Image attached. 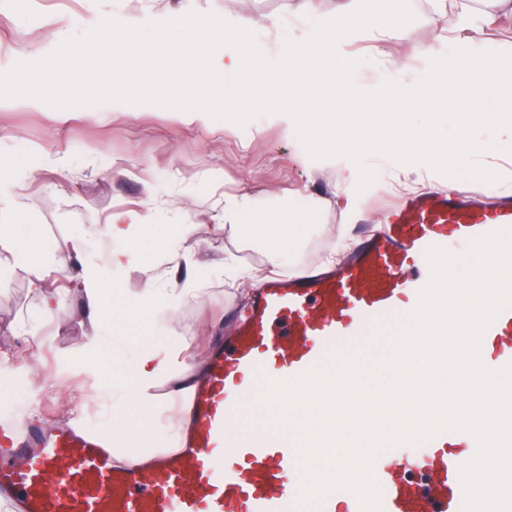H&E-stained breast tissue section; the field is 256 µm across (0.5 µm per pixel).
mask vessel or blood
I'll return each mask as SVG.
<instances>
[{
	"label": "vessel or blood",
	"instance_id": "1",
	"mask_svg": "<svg viewBox=\"0 0 512 512\" xmlns=\"http://www.w3.org/2000/svg\"><path fill=\"white\" fill-rule=\"evenodd\" d=\"M336 269L284 274L257 287L236 334L211 355L188 392L191 418L176 448L142 450L122 464L107 433L73 420L54 430L0 419V496L15 512H295L299 489L291 438L260 423L243 431L264 379H289L330 349L364 342L374 322L410 312L429 279V247L464 246L512 227V196L476 191L406 195ZM481 359L512 362V307L485 331ZM475 453L470 434L447 431L420 454L396 447L375 461L383 512H461L459 468ZM316 512H359L353 494H329Z\"/></svg>",
	"mask_w": 512,
	"mask_h": 512
}]
</instances>
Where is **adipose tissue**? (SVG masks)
Listing matches in <instances>:
<instances>
[{
	"mask_svg": "<svg viewBox=\"0 0 512 512\" xmlns=\"http://www.w3.org/2000/svg\"><path fill=\"white\" fill-rule=\"evenodd\" d=\"M243 212L250 215L248 233L258 238L272 236L281 226L298 221L295 213L288 210L266 212L245 194L225 198V219H236ZM178 353V348L167 345L144 346L138 350L135 385L112 396L113 440L134 443L142 438L139 421L158 410L160 401L154 388L162 376L171 372Z\"/></svg>",
	"mask_w": 512,
	"mask_h": 512,
	"instance_id": "obj_1",
	"label": "adipose tissue"
}]
</instances>
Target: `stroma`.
<instances>
[{
    "instance_id": "1",
    "label": "stroma",
    "mask_w": 512,
    "mask_h": 512,
    "mask_svg": "<svg viewBox=\"0 0 512 512\" xmlns=\"http://www.w3.org/2000/svg\"><path fill=\"white\" fill-rule=\"evenodd\" d=\"M356 0H0V66L35 60L62 40L87 31L110 15L136 24L170 11H213L222 17L276 16L282 33L306 38L307 8L334 17ZM415 19L402 42L365 38L347 43L351 53L377 49L364 75L374 85L402 63L422 76L429 60L452 44L435 0H410ZM494 19L459 31L475 50L512 52V21L495 9ZM0 154L15 170L0 179V225L40 224L52 234L38 252L49 286L65 274L67 294L52 312L16 270L0 287V415L23 412L44 428L82 413L97 430L110 426L107 390L133 387L132 363L116 365V347L133 352L144 339H180L187 350L178 369L205 367L213 342L231 336L234 313L244 307L256 279L302 267L322 268L342 244H355L379 224L383 204L427 188L431 172L400 173L387 158L373 157L374 183L357 192L358 173L345 158L314 161L297 136L271 116L246 126L204 118L188 124L179 112L113 110L111 104L56 109L31 98L0 100ZM248 194L268 211L282 207L302 215L289 233L254 240L242 225L224 219V198ZM132 211L144 224L129 263H109L113 241L103 227L112 213ZM191 225L199 244L193 271L159 259L156 240ZM94 267L112 283V309L101 318V341H93L77 275ZM190 279L193 296L175 311L143 305L149 281ZM168 381L156 392L169 406L144 423L149 445L169 443L176 424Z\"/></svg>"
}]
</instances>
